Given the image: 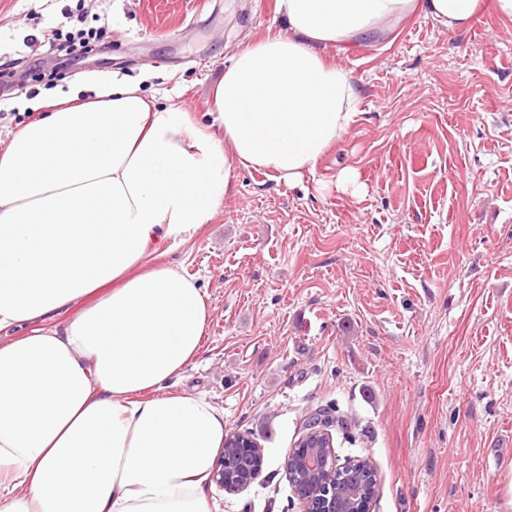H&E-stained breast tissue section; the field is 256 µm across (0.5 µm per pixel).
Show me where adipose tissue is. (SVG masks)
Instances as JSON below:
<instances>
[{"instance_id": "ef3b65f1", "label": "adipose tissue", "mask_w": 512, "mask_h": 512, "mask_svg": "<svg viewBox=\"0 0 512 512\" xmlns=\"http://www.w3.org/2000/svg\"><path fill=\"white\" fill-rule=\"evenodd\" d=\"M481 0H278L285 31L243 43L201 123L112 78L59 98L0 153V512H210L224 410L167 386L210 317L194 279L149 259L209 223L233 166L289 184L355 123L360 93L325 47L415 13L466 29ZM96 300L60 324L47 318Z\"/></svg>"}]
</instances>
